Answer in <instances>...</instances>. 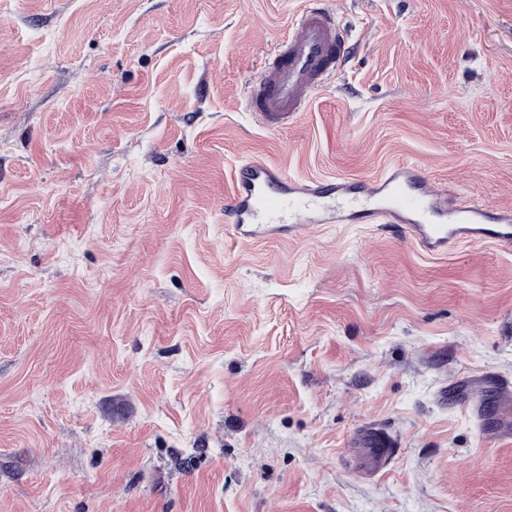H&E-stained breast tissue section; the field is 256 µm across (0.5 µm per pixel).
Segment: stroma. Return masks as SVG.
<instances>
[{"instance_id":"35a3bbf8","label":"stroma","mask_w":512,"mask_h":512,"mask_svg":"<svg viewBox=\"0 0 512 512\" xmlns=\"http://www.w3.org/2000/svg\"><path fill=\"white\" fill-rule=\"evenodd\" d=\"M305 3L0 0V512H512V249L224 222L254 157L512 205V0H329L342 72L259 124ZM365 455L375 471L384 470L395 455L397 442L384 428L371 425L364 431Z\"/></svg>"}]
</instances>
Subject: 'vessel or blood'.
Segmentation results:
<instances>
[{
    "label": "vessel or blood",
    "mask_w": 512,
    "mask_h": 512,
    "mask_svg": "<svg viewBox=\"0 0 512 512\" xmlns=\"http://www.w3.org/2000/svg\"><path fill=\"white\" fill-rule=\"evenodd\" d=\"M341 27L325 0H311L293 21L287 37L276 43L262 72L245 90L247 111L271 124L304 111L315 93L344 65ZM384 219L429 255L460 244L493 239L512 244V206L489 209L465 200L449 202L447 190L425 180L411 163L389 165L365 185L349 178L295 180L260 160L239 166L224 211L225 223L243 239L310 224H340L353 213ZM365 455L374 470H384L397 442L384 428L364 431Z\"/></svg>",
    "instance_id": "1"
}]
</instances>
